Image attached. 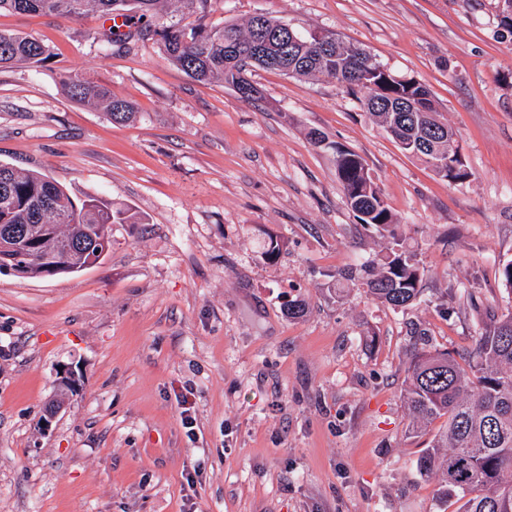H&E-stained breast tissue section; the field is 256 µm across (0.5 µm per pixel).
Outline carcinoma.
<instances>
[{
  "mask_svg": "<svg viewBox=\"0 0 512 512\" xmlns=\"http://www.w3.org/2000/svg\"><path fill=\"white\" fill-rule=\"evenodd\" d=\"M174 12L205 16L212 0H167ZM161 0H0V12L38 13L70 21L95 10L110 18L129 17L133 29L117 33L103 29L97 37L109 50L147 35L158 37L164 59L197 82L222 80L235 89L248 88L260 99L249 79L255 68L289 76H318L336 82L363 102L368 113L401 147L428 164L440 177L462 182L466 166L445 163L454 131L440 119L430 90L412 78L381 68L361 46L321 31L287 30L286 22L263 15L245 27H207L173 20L159 7ZM48 48L37 39L0 32V68L47 61ZM61 86L73 100L102 108L114 123H127L133 106L112 95L103 81L78 74L61 75ZM314 145L332 151L336 177L345 198L364 226L376 230L397 224L384 203L362 156L310 132ZM141 218L127 209L89 196L72 198L55 178L35 170L0 164V226L9 224L15 237L30 242V250L10 256L27 277L81 270L112 247V225L137 224ZM368 292L394 309L412 304L421 294L419 263L404 251H393L378 265L364 267ZM482 326L476 349L466 366L450 354L417 349L411 356L403 398L412 428L445 419L431 445L415 461L422 476H435L440 497L459 503L456 512H512V311L482 306Z\"/></svg>",
  "mask_w": 512,
  "mask_h": 512,
  "instance_id": "1",
  "label": "carcinoma"
}]
</instances>
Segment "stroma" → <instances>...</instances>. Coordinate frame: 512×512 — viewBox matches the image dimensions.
Returning <instances> with one entry per match:
<instances>
[{
	"label": "stroma",
	"mask_w": 512,
	"mask_h": 512,
	"mask_svg": "<svg viewBox=\"0 0 512 512\" xmlns=\"http://www.w3.org/2000/svg\"><path fill=\"white\" fill-rule=\"evenodd\" d=\"M258 14L425 84L469 178L441 179L335 82L257 69L254 106L156 40L102 50L99 12L1 13L51 56L0 69V162L143 221L113 225L80 271L0 274V512H454L414 466L441 423L410 430L404 380L419 334L462 363L472 300L512 310V34L497 0H214L205 23ZM65 73L104 79L136 119L71 100ZM312 130L367 161L394 233L359 223ZM398 246L420 300L394 309L360 283L336 298L340 274Z\"/></svg>",
	"instance_id": "obj_1"
}]
</instances>
